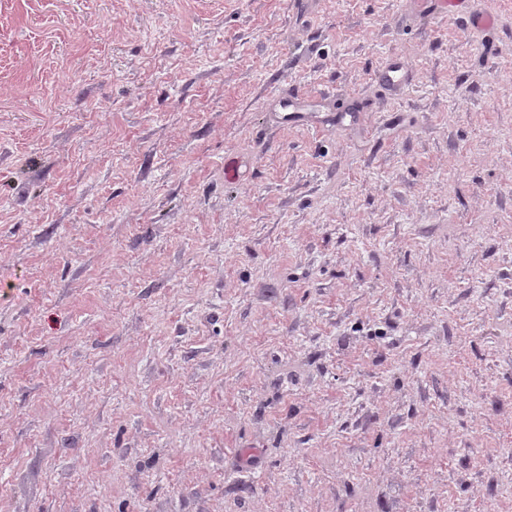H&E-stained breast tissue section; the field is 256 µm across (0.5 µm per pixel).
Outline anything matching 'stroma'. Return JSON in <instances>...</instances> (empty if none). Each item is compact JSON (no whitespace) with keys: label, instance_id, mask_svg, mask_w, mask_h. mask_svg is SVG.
<instances>
[{"label":"stroma","instance_id":"35a3bbf8","mask_svg":"<svg viewBox=\"0 0 512 512\" xmlns=\"http://www.w3.org/2000/svg\"><path fill=\"white\" fill-rule=\"evenodd\" d=\"M462 9L0 0V512H512V0Z\"/></svg>","mask_w":512,"mask_h":512}]
</instances>
